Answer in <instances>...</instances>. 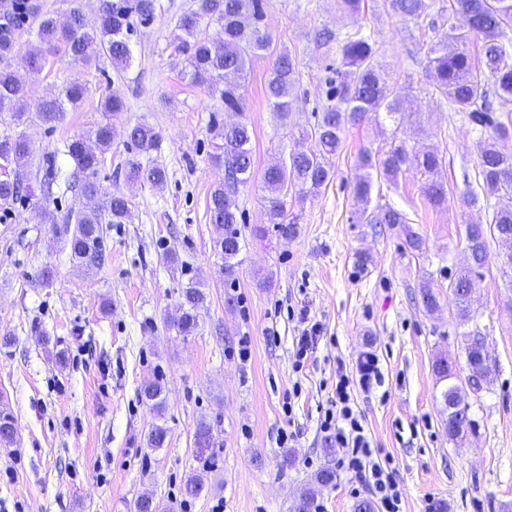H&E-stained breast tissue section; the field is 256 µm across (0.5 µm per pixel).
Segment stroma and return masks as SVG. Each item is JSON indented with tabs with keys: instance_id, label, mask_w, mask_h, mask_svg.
<instances>
[{
	"instance_id": "1",
	"label": "stroma",
	"mask_w": 512,
	"mask_h": 512,
	"mask_svg": "<svg viewBox=\"0 0 512 512\" xmlns=\"http://www.w3.org/2000/svg\"><path fill=\"white\" fill-rule=\"evenodd\" d=\"M155 19L139 26L131 67L115 72L106 57L88 67L66 52L49 56L29 82L30 103L57 93L71 79L86 87L82 104L64 122L34 121L21 131L33 160L21 178L28 185L13 210L0 211V406L15 418L14 444L0 447V512H134L142 495L173 512H289L317 471L336 469V482L318 496L321 512H355L367 490H354L336 468L319 416L332 393L337 360L353 364L363 350L375 352L383 383L355 395L375 446L391 460L402 490L404 512H512V276L492 258L473 277L470 318L461 320L448 284L468 263L467 223L486 221L489 210L512 203L494 198L465 207L461 198L480 193V134L463 114L440 103L428 72L427 47L441 24L446 0H426L419 23L394 17L387 0H365L350 17L340 0H265L271 49L249 63L240 113L214 106L205 87L189 84L185 58L171 30L194 0H159ZM359 25L370 32L379 61L400 95L401 128L373 120L346 127L330 159L335 176L317 194L289 198L299 215L295 234L270 227L260 176L311 130L313 109L325 100L335 44L318 33L340 34ZM288 50L298 66L287 120L271 110L265 95L275 54ZM121 96L127 109L111 122L116 136L97 181L121 192L133 205L126 223L113 225L109 259L100 267L73 265L61 228L69 209L88 201L72 194L44 197L41 184L51 167L69 168L67 139L102 121L100 103ZM248 122L256 181L239 187L244 245L233 280L217 275V232L206 200L224 180L213 125ZM143 121L161 136L152 160L166 168L158 189L124 176L121 132ZM404 137L410 153L443 158L440 177L448 204L430 207L421 178L407 170L396 182L380 181L372 206L406 213L409 226L359 224L351 188L360 177L363 150L384 149L391 134ZM265 229L258 237L257 229ZM421 251L406 243L407 233ZM366 254V268L357 257ZM54 270L52 286L39 273ZM204 289L199 329L179 336L169 322L179 313L188 281ZM438 300L427 310L421 286ZM322 326L306 370L292 369L293 342L304 321ZM484 336L490 374L469 394L472 425L463 438L448 435L442 393L446 381L432 365L455 358L466 375L462 333ZM251 339V357L240 361V337ZM64 352L57 362L56 352ZM163 375L164 408L142 402L145 381ZM293 412L284 415V401ZM216 429V444L194 445L200 419ZM164 425V447L147 448L153 425ZM296 431V461L283 463L279 428ZM203 470L205 489L186 496L183 482Z\"/></svg>"
}]
</instances>
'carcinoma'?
Listing matches in <instances>:
<instances>
[{"label": "carcinoma", "mask_w": 512, "mask_h": 512, "mask_svg": "<svg viewBox=\"0 0 512 512\" xmlns=\"http://www.w3.org/2000/svg\"><path fill=\"white\" fill-rule=\"evenodd\" d=\"M68 8L65 21L42 11L37 0H0V58L12 54L14 32L26 23L37 24L35 46L28 53L27 74H40L49 54L64 50L75 61L91 64L104 55L117 72L126 70L133 59L131 37L135 23L154 20L158 0H99L100 24L91 29L84 20L83 0H64ZM264 0H196V8L179 16L174 40L188 63L186 77L192 84L207 87L216 102L227 111H243L242 80L251 57L269 50L270 37L264 24ZM425 0H389L392 12L402 20L418 21ZM216 24L220 37L214 39L202 24ZM444 28L428 50V68L434 89L448 103L452 112H461L474 129L492 135L485 139L479 155L478 169L482 194L486 199L512 191V151L499 146L508 137V127L495 115L492 98L503 104L512 103V0H448ZM481 41L480 60L469 52L472 40ZM337 63L334 76L327 81V103L322 106L313 131L308 137L314 147L297 148L288 154V162L269 167L262 183L266 192L268 213L274 228L283 235L294 232L297 217L287 218L288 195L293 190L316 193L333 177L327 158L336 154L341 134L348 125H358L373 117L393 118L399 113V94L376 61L372 36L358 27L336 38ZM295 70V58L284 50L276 55L267 81L266 98L272 111L285 118L292 110L288 89ZM86 89L77 81L66 83L61 94L41 100L35 111L28 106V83L24 76L0 68V122L9 126L24 123L33 117L53 128L64 122L66 112L83 99ZM125 177L133 182H147L162 188L167 182L164 168L147 164L144 159L158 149L161 136L145 123L129 126L124 131ZM217 158L224 159V183L218 185L207 201L210 223L218 231L214 248L222 263L218 273L230 278L240 252L238 205L234 195L239 186L254 176L252 129L246 123L218 125L213 129ZM113 128L100 122L95 128L64 143V155L73 167L64 173L65 190L84 198H97L90 209H72L67 213L66 228L70 260L79 267L92 268L107 259L105 231L112 224L126 223L132 201L124 194L104 192L95 180L105 153L111 149ZM31 145L21 133L0 134V161L20 172L28 167ZM420 174L421 192L428 204L439 207L448 202L446 184L438 179L442 158L435 152L410 155L404 141H391L384 150L364 151L359 167L365 174L355 182L352 197L356 204L355 218L359 224H406L408 218L393 207L370 210L374 178L394 182L410 166ZM21 193L19 175L0 179V210L13 209ZM497 240L512 256V207L495 209L486 224L466 226V240L471 254V270L479 269L489 260L488 241ZM470 270L459 272L449 288L459 304V315L469 314ZM179 315L170 321L179 335H194L199 326V310L204 307L206 293L194 283L182 289ZM466 364L475 365L479 383L490 372L485 356V341L478 334H463L461 341ZM164 383L159 377L147 382L140 391L143 402L155 409L163 406ZM449 404L448 436L458 439L470 426L466 394L448 385L442 393ZM17 433L13 416L0 414V445L9 446ZM195 442L201 448L215 445L214 425L205 419L195 428ZM168 436L165 426L155 424L147 435L149 448H161ZM336 472H318L309 487L292 504L291 512H316L318 488L335 483Z\"/></svg>", "instance_id": "carcinoma-1"}]
</instances>
